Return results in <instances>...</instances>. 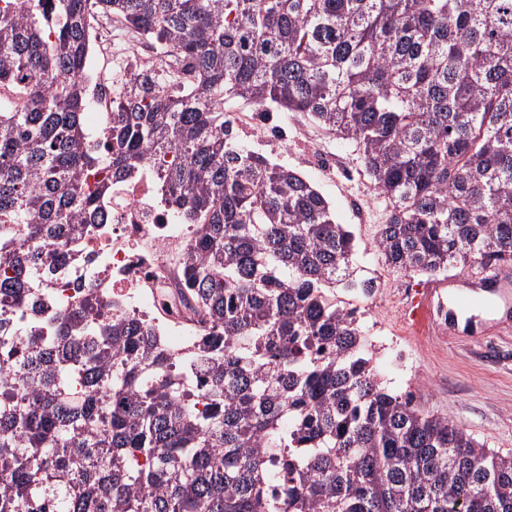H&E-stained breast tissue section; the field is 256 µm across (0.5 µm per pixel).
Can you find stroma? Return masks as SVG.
<instances>
[{"mask_svg":"<svg viewBox=\"0 0 512 512\" xmlns=\"http://www.w3.org/2000/svg\"><path fill=\"white\" fill-rule=\"evenodd\" d=\"M311 132L315 140L337 150L353 173L352 181H335L307 167L299 148L282 154L278 162L307 177L324 194L337 222L349 225L355 235V265L373 272L380 282L374 302L359 305L365 336L375 346L376 374L395 392L415 393L420 410L448 416L488 448L512 452V327L477 338L412 332L404 316V288L422 278L391 269L371 247L379 224L386 220L385 201L375 196L355 148L341 146L319 126H312ZM353 195L364 199L363 214L351 209ZM393 346L407 352L404 368L387 365L384 350Z\"/></svg>","mask_w":512,"mask_h":512,"instance_id":"obj_1","label":"stroma"}]
</instances>
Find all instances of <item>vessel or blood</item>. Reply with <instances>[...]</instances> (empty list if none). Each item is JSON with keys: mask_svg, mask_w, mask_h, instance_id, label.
Instances as JSON below:
<instances>
[{"mask_svg": "<svg viewBox=\"0 0 512 512\" xmlns=\"http://www.w3.org/2000/svg\"><path fill=\"white\" fill-rule=\"evenodd\" d=\"M454 283L450 280L429 282L415 288L405 308V316L412 322H420L433 307H442L446 315L444 327L461 329L463 335L478 334L483 327V320L475 315L474 297L455 293ZM481 287L490 295L491 307L508 308L512 306V266L502 265L492 274L482 276Z\"/></svg>", "mask_w": 512, "mask_h": 512, "instance_id": "1", "label": "vessel or blood"}]
</instances>
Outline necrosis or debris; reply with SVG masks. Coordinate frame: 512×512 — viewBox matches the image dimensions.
<instances>
[{
  "label": "necrosis or debris",
  "instance_id": "obj_1",
  "mask_svg": "<svg viewBox=\"0 0 512 512\" xmlns=\"http://www.w3.org/2000/svg\"><path fill=\"white\" fill-rule=\"evenodd\" d=\"M96 54L119 59L118 72L104 74L87 68V109L98 116L111 111L120 82L136 70H160L166 54L139 32L120 25L97 28ZM231 118L245 136L260 144L287 150V118L278 119L249 110ZM101 225L87 226L76 238L69 263L48 282L47 312L69 307L81 287L95 288L105 314L121 311L149 322L169 354L182 357L193 352L209 334L211 322L204 310L188 309L184 257L195 240L194 227L181 223L176 212L161 200V183L155 168L140 169L136 178L114 184L103 205Z\"/></svg>",
  "mask_w": 512,
  "mask_h": 512
}]
</instances>
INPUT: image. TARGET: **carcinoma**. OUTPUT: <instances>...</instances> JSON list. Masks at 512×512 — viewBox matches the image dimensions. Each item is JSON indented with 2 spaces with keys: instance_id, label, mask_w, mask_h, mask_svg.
Here are the masks:
<instances>
[{
  "instance_id": "obj_1",
  "label": "carcinoma",
  "mask_w": 512,
  "mask_h": 512,
  "mask_svg": "<svg viewBox=\"0 0 512 512\" xmlns=\"http://www.w3.org/2000/svg\"><path fill=\"white\" fill-rule=\"evenodd\" d=\"M170 52L85 127L93 14ZM196 81L187 97L175 84ZM0 512H512V453L389 390L356 310L355 237L224 105L301 112L355 147L375 251L436 278L512 261V0H0ZM156 168L200 225L174 361L92 290L48 320L41 271Z\"/></svg>"
}]
</instances>
